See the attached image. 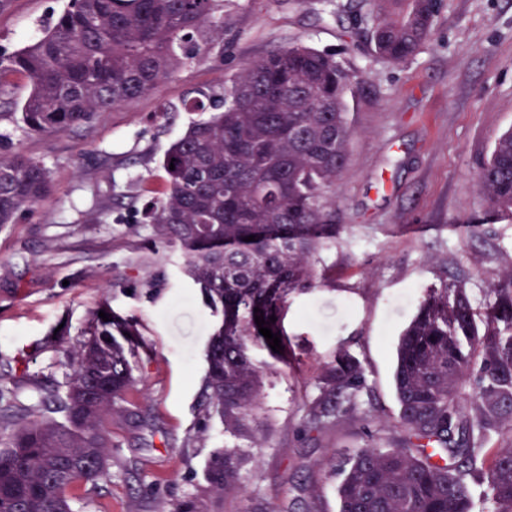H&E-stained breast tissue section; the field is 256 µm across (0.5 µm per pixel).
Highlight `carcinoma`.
<instances>
[{"label": "carcinoma", "instance_id": "obj_1", "mask_svg": "<svg viewBox=\"0 0 512 512\" xmlns=\"http://www.w3.org/2000/svg\"><path fill=\"white\" fill-rule=\"evenodd\" d=\"M436 10L437 0H377L372 50L392 64L408 61L431 35ZM222 43L224 0H67L37 40L0 55V77L29 79L20 121L50 137L153 92ZM350 82L341 62L302 42L245 64L224 81V106L169 143L163 188L144 211L154 241L180 253L220 319L206 351L204 417L252 448L263 447L257 412L273 372L252 355L269 347L255 314L283 334L288 296L317 287L314 258L336 245L331 196L353 137ZM52 186L43 162L1 155L0 229ZM476 187L492 213L512 220V128L496 139ZM490 295L481 327L463 284L428 289L395 350L400 438L322 462L338 476L339 512H474L473 484L484 487L491 512H512L511 268ZM82 335L59 347L66 381L44 390L39 409L18 407L0 388V512H73L68 489L112 477V421L139 416L130 400L139 337L105 302ZM364 383L360 361L337 352L320 371L305 426L320 431L350 414L366 427L377 421L372 407H357ZM249 460L240 448L214 451L205 485L160 512H222L225 498L240 494Z\"/></svg>", "mask_w": 512, "mask_h": 512}]
</instances>
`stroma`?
Returning <instances> with one entry per match:
<instances>
[{
  "instance_id": "stroma-1",
  "label": "stroma",
  "mask_w": 512,
  "mask_h": 512,
  "mask_svg": "<svg viewBox=\"0 0 512 512\" xmlns=\"http://www.w3.org/2000/svg\"><path fill=\"white\" fill-rule=\"evenodd\" d=\"M64 3L0 0V52L35 40ZM373 10V0H224L223 49L54 137L30 133L15 113L25 77L0 80V153L22 151L55 179L45 201L0 229V385L35 407L42 387L64 384L58 346L80 341L100 299L139 333L133 398L143 418L113 423L112 477L71 488L76 512H156L194 494L212 452L236 444L200 410L215 319L143 211L162 187L164 150L196 118L177 104L192 91L219 100L246 62L293 42L335 55L352 76L354 136L336 187L341 237L318 258L319 286L292 295L282 313L293 359L273 362L260 411L267 439L226 512L255 503L338 512L336 480L317 464L367 437L356 419L302 430L321 367L342 349L363 363L385 443L398 412L393 348L426 289L463 279L485 314L512 268V221L488 214L476 189L480 162L512 127V0H440L430 38L401 65L373 54ZM105 202L108 220L88 221Z\"/></svg>"
}]
</instances>
